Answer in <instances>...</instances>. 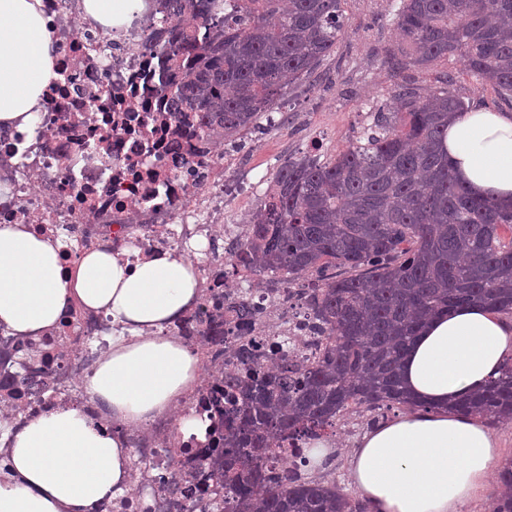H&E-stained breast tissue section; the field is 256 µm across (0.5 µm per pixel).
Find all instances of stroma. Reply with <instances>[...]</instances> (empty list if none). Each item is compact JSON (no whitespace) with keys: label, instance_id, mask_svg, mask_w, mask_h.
Instances as JSON below:
<instances>
[{"label":"stroma","instance_id":"obj_1","mask_svg":"<svg viewBox=\"0 0 512 512\" xmlns=\"http://www.w3.org/2000/svg\"><path fill=\"white\" fill-rule=\"evenodd\" d=\"M342 9L344 36L314 74L288 90L280 106L281 127L238 135V142L247 146L232 171L239 185L271 177L287 158L303 156L312 146L318 148L321 161L334 159L364 126L366 110L387 98L396 81L385 59L386 48L397 41L391 0H344ZM410 77L423 91L450 78L454 92L466 103L512 113V103L500 99L492 86L479 85L459 58L436 60L412 70ZM367 429L366 419L354 412L337 427L338 453L326 476L348 493L353 490L348 453Z\"/></svg>","mask_w":512,"mask_h":512}]
</instances>
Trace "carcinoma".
<instances>
[{
	"label": "carcinoma",
	"mask_w": 512,
	"mask_h": 512,
	"mask_svg": "<svg viewBox=\"0 0 512 512\" xmlns=\"http://www.w3.org/2000/svg\"><path fill=\"white\" fill-rule=\"evenodd\" d=\"M142 42L178 31L163 97L194 112L211 142L273 123L287 90L309 78L345 34L343 0H152ZM392 23L415 56L387 52L395 74L458 56L481 85L512 98V0H400ZM449 79L421 94L396 85L329 162L288 158L267 180L232 267L291 286L309 282L325 351L284 375L272 363L216 398L221 445L207 462L222 512H366L334 482L268 469L280 440L331 431L344 414L414 405L401 380L405 350L437 314L483 303L512 315V206L470 195L448 168V119L468 110ZM459 407L512 424V360ZM491 512H512V461Z\"/></svg>",
	"instance_id": "cac0c4a2"
}]
</instances>
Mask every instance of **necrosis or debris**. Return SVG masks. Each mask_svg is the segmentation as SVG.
Returning <instances> with one entry per match:
<instances>
[{"label":"necrosis or debris","instance_id":"obj_1","mask_svg":"<svg viewBox=\"0 0 512 512\" xmlns=\"http://www.w3.org/2000/svg\"><path fill=\"white\" fill-rule=\"evenodd\" d=\"M44 3L66 79L47 88L34 134L0 127V177L12 196L0 206V223L32 225L70 254L105 246L130 258L169 250L198 259L205 297L220 295L227 310L242 301L259 314L250 335L196 346L199 384L182 411L208 421L204 440L175 438L165 419L130 434L131 468L140 480L97 509L189 512L191 494L215 500L197 468L222 430L208 397L235 368V348H251L261 362L283 349L296 362L318 355L322 341L310 327L301 287L256 288L246 275L221 280L244 238L237 225L213 221L235 191L229 175L237 153L228 148L215 157L195 120L162 111L164 46L144 51L134 25L113 37L80 23L81 0ZM111 344L109 319L78 307L36 340L0 330V446L29 415L56 404L87 406L83 378Z\"/></svg>","mask_w":512,"mask_h":512}]
</instances>
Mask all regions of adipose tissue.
<instances>
[{"label":"adipose tissue","mask_w":512,"mask_h":512,"mask_svg":"<svg viewBox=\"0 0 512 512\" xmlns=\"http://www.w3.org/2000/svg\"><path fill=\"white\" fill-rule=\"evenodd\" d=\"M144 8V0L83 3L85 18L107 31ZM60 55L42 0H0V126L34 130ZM444 147L471 195L512 202V113L473 107L449 123ZM61 248L29 225L0 224V328L35 338L81 307L129 331L83 382L112 425L72 405L24 419L4 450L13 475L0 482V512H96L132 485L128 433L164 416L186 439L206 428L179 411L199 358L168 333L200 302L193 262L171 251L133 261L106 247L67 260ZM510 357L512 318L485 305L463 304L428 324L402 364L418 408L369 429L351 454V483L368 512H464L500 446L489 426L453 405L497 378Z\"/></svg>","instance_id":"ef3b65f1"}]
</instances>
